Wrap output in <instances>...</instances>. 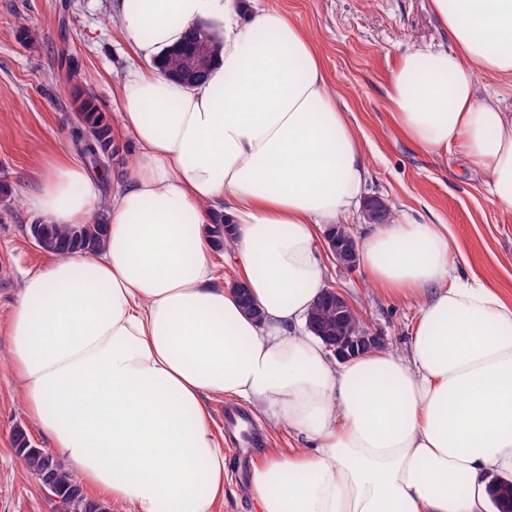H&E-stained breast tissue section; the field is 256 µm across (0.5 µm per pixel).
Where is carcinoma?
I'll return each mask as SVG.
<instances>
[{"label": "carcinoma", "mask_w": 512, "mask_h": 512, "mask_svg": "<svg viewBox=\"0 0 512 512\" xmlns=\"http://www.w3.org/2000/svg\"><path fill=\"white\" fill-rule=\"evenodd\" d=\"M220 47V39L211 27H191L178 46L168 50L161 59L164 72L179 82L186 83L182 77L187 71H198L196 81L205 79L213 57ZM75 115L77 130L74 144L88 138L94 144L93 151L87 161L100 173L109 170L113 158L119 153L114 145L112 125L106 115L99 111L90 98L76 100ZM206 233L213 243L214 249L220 251L227 248L228 241L234 234V227L223 214L214 215V224L206 228ZM105 225L81 224L59 226L56 224L40 225L39 243L37 247L54 256H64L78 251H92L103 244ZM13 443L15 454L20 462L34 474L37 479L51 486L56 512H108L105 502L89 497L83 486L66 470L60 457L35 448L29 444L26 430L18 428L14 432ZM490 494L496 509L512 503V481L498 478L491 480Z\"/></svg>", "instance_id": "obj_1"}]
</instances>
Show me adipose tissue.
<instances>
[{
  "mask_svg": "<svg viewBox=\"0 0 512 512\" xmlns=\"http://www.w3.org/2000/svg\"><path fill=\"white\" fill-rule=\"evenodd\" d=\"M452 48L404 54L389 79L395 128L432 153L460 148L512 209V115L475 75L512 77V0H433ZM140 59L116 131L134 163L109 198L67 150L32 200L46 223L106 219L104 245L28 274L8 325L32 423L96 498L126 512H216L222 439L206 401L248 405L306 447L267 449L244 492L257 512H490L488 476L512 477V301L462 260L444 224L412 217L360 244L368 281L413 304L407 350L333 363L306 318L326 286L317 235L348 218L365 158L317 49L286 13L239 0H117ZM221 20L204 82L156 56ZM236 229L247 313L211 260L205 228Z\"/></svg>",
  "mask_w": 512,
  "mask_h": 512,
  "instance_id": "1",
  "label": "adipose tissue"
}]
</instances>
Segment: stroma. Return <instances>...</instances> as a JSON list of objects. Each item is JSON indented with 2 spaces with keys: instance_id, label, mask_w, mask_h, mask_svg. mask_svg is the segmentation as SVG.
<instances>
[{
  "instance_id": "1",
  "label": "stroma",
  "mask_w": 512,
  "mask_h": 512,
  "mask_svg": "<svg viewBox=\"0 0 512 512\" xmlns=\"http://www.w3.org/2000/svg\"><path fill=\"white\" fill-rule=\"evenodd\" d=\"M116 0H0V512H54V502L16 457L13 434L24 427L36 447L47 437L32 425L16 377L7 366V329L23 277L51 260L28 239L36 223L30 200L50 154L72 145L75 93L93 97L117 120L118 84L133 54L113 22ZM249 10L276 9L314 40L326 79L349 111L368 168L364 193L383 198L396 216L448 225L464 257L462 275L476 274L512 300V209L488 197L485 174L473 171L456 147L436 155L415 147L393 126L389 74L418 46H451L431 0H249ZM37 31L36 42L24 40ZM326 283L352 302L364 326L384 346L403 353L416 317L412 305L380 296L363 269L325 259ZM304 437L263 430L262 443L241 453L224 443V499L217 512H254L242 491L240 458L256 463L268 448H300Z\"/></svg>"
}]
</instances>
